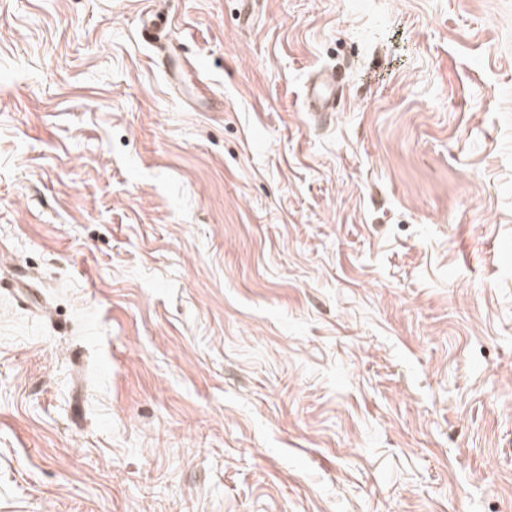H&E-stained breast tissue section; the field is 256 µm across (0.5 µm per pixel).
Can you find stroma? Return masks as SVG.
<instances>
[{
	"label": "stroma",
	"mask_w": 512,
	"mask_h": 512,
	"mask_svg": "<svg viewBox=\"0 0 512 512\" xmlns=\"http://www.w3.org/2000/svg\"><path fill=\"white\" fill-rule=\"evenodd\" d=\"M150 7L0 0V512H512V0ZM171 24L167 13L161 10L153 11L142 20L141 33L148 40L158 41L162 33L172 26ZM336 83L327 73L319 75L307 91L306 108L310 112L334 111Z\"/></svg>",
	"instance_id": "obj_1"
}]
</instances>
